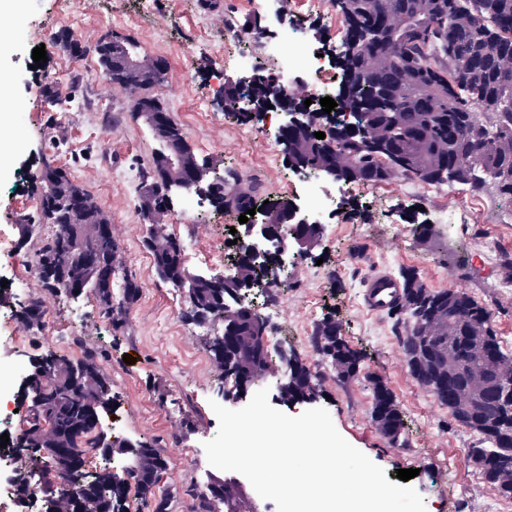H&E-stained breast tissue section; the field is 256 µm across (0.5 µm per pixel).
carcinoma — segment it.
<instances>
[{
	"instance_id": "carcinoma-1",
	"label": "carcinoma",
	"mask_w": 512,
	"mask_h": 512,
	"mask_svg": "<svg viewBox=\"0 0 512 512\" xmlns=\"http://www.w3.org/2000/svg\"><path fill=\"white\" fill-rule=\"evenodd\" d=\"M346 33L363 37L377 31L373 40L361 43L356 55L346 59L341 73L345 89H338L339 106L361 114L362 133L344 134L321 140L304 128L288 132L283 143L288 159L309 171L336 167L353 183L379 184L392 176L410 175L427 183L460 184L473 191L493 185L497 194L512 202V0H333ZM105 69L112 70L114 84L137 94V112L166 114L153 95L165 72L143 55L140 64L125 62L121 43H112L108 56H99ZM259 104L282 93L266 82L253 83L246 92ZM159 148L153 159L148 197L142 206L151 233L146 241L159 277L185 293L189 304L186 317L195 322L209 318L224 321V333L208 341L209 352L224 368L231 383L251 373L264 374L270 364L262 335L264 320L247 307L224 305V289L192 276L182 260L181 243L162 233L156 216L168 210L175 189L195 191L191 172L196 154L186 144L180 129L157 133ZM237 174L228 170L214 184H203L211 205L222 210L245 212L256 204L254 189L231 190ZM40 182V211L37 220L19 224L20 244L42 225L52 234L35 254L38 277L46 290L77 297L90 292L98 300L112 328L123 326V315L139 298L141 286L128 274H119L118 242L110 235L95 243L98 271L81 279L77 288H66L44 277L50 265L76 270L75 234L92 224H107L108 218L93 203L85 189L74 183L59 167L44 164ZM399 309L402 347L407 367L414 378L438 401L448 407L456 422L466 417V427L479 436L469 449L472 463L494 487L501 477H512V397L501 389H512V379L502 378L499 390L478 389V404L472 409L458 405L452 392L474 387V374L495 357L512 366L490 324L489 310L468 293L455 288L429 289L412 270L401 275ZM27 327L39 325L44 315L41 302L28 300L18 310ZM315 348L351 375L360 369L361 358L348 347L333 320L316 326ZM44 356L30 361V370L45 392L43 401L23 414L21 430L26 450L17 485L25 499L30 485L27 474L39 470L43 476L42 496L52 505L61 502L65 512H128L129 495L155 499L154 512H169L168 500L155 497L167 464L152 443L126 447L133 458L127 468L129 483L107 467L91 465L95 449H109L97 432L99 412L106 402L99 393L109 386L101 368L102 352L96 349L72 362ZM458 363L452 382L440 380L448 362ZM313 375L293 353L288 354V376L279 382L281 399L299 402L316 396ZM372 417L389 441L406 446L404 422L391 394L375 388ZM84 489L71 499L68 488ZM197 500L195 512H241V493L225 484L223 494L191 489Z\"/></svg>"
}]
</instances>
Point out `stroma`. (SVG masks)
Instances as JSON below:
<instances>
[{
  "label": "stroma",
  "mask_w": 512,
  "mask_h": 512,
  "mask_svg": "<svg viewBox=\"0 0 512 512\" xmlns=\"http://www.w3.org/2000/svg\"><path fill=\"white\" fill-rule=\"evenodd\" d=\"M74 0L63 14L60 0H21L17 12L0 14V31L8 46L0 50V78L7 83L13 106L0 122V142L10 150L0 157V235L18 242L22 218H36V189L44 163L62 168L81 185L109 217L121 251L118 260L141 285L122 330H112L94 296L78 299L53 294L39 280L19 282L16 256L29 257L49 228L19 252L0 250V281L14 299L39 298L55 317L58 334L28 328L14 308L0 305V365H28L32 358L56 352L77 358L71 330L88 346L103 351V371L111 380L110 402L100 413L107 441L122 445L148 440L160 448L168 465L163 489L171 512H194L191 487H205L222 472L212 467L203 447L218 432L211 402H225L222 371L207 348L209 337L224 324L187 321L183 293L156 274L153 255L143 244L141 215L143 174L152 164L158 142L152 128L135 113L134 100L107 83L95 47L117 37L137 42L143 55L162 62L165 81L154 89L185 142L199 158L234 169L242 186L254 187L258 201L277 202L303 193L306 183L287 166L282 145L269 128L238 121L224 113L225 79L241 72L244 58L258 53L259 41L227 37V26L265 15L247 0ZM288 16L309 14L304 43L308 48L339 46L326 24L335 16L332 0H285ZM76 34L85 45L75 57L59 41L61 31ZM44 46L47 61L33 68L32 51ZM54 81L55 101L44 94ZM399 175L380 184L334 183L343 201L328 220V233L312 256L297 259L282 305L267 330L285 329L279 347L295 353L320 373V390L310 400L287 403L275 381L268 382L269 402L290 416L311 408L326 409L338 432L381 467L388 481L400 469H416L411 483L426 512H512L503 497L474 467L469 450L476 434L456 423L430 392L411 375L401 348L396 317L368 310L362 299L373 273L400 276L416 271L431 289L457 288L488 308L500 339L512 340V295L500 283L512 281V202L493 188L474 192L459 184H421L405 189ZM164 219L165 233L180 240L191 255L217 247L218 257L200 264L188 260L191 272L224 273L236 257L230 231L239 225L234 210L218 211L198 196L175 191ZM431 224L447 251L433 249L415 233L420 222ZM498 246V260L483 265L474 249L486 242ZM336 321L348 346L362 358L359 372L340 378L330 359L311 343L322 320ZM392 395L405 422L406 447L391 445L378 431L371 408L375 386Z\"/></svg>",
  "instance_id": "1"
}]
</instances>
